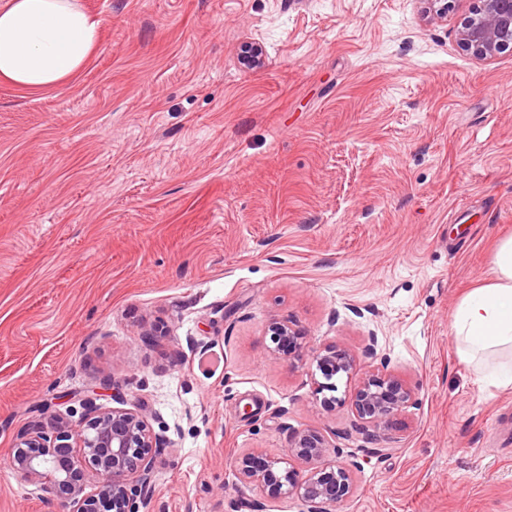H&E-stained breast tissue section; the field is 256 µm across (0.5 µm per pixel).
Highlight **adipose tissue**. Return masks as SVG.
Returning a JSON list of instances; mask_svg holds the SVG:
<instances>
[{"label":"adipose tissue","instance_id":"obj_1","mask_svg":"<svg viewBox=\"0 0 512 512\" xmlns=\"http://www.w3.org/2000/svg\"><path fill=\"white\" fill-rule=\"evenodd\" d=\"M100 33V19L77 0H0V81L57 88L86 66ZM450 327L477 381L512 388V237L499 242L488 282L460 300Z\"/></svg>","mask_w":512,"mask_h":512}]
</instances>
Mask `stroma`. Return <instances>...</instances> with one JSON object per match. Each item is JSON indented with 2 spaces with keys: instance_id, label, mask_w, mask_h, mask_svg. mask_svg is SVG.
<instances>
[{
  "instance_id": "1",
  "label": "stroma",
  "mask_w": 512,
  "mask_h": 512,
  "mask_svg": "<svg viewBox=\"0 0 512 512\" xmlns=\"http://www.w3.org/2000/svg\"><path fill=\"white\" fill-rule=\"evenodd\" d=\"M79 3L88 65L0 82V512H57L5 461L32 418L111 406L105 377L167 445L154 512H307L235 472L297 428L359 463L335 512H512V389L450 330L512 236V50L459 47L470 0ZM274 317L308 344L275 353ZM371 341L416 403L370 440L361 372L316 392L314 353Z\"/></svg>"
}]
</instances>
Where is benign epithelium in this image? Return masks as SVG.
Segmentation results:
<instances>
[{
    "instance_id": "obj_1",
    "label": "benign epithelium",
    "mask_w": 512,
    "mask_h": 512,
    "mask_svg": "<svg viewBox=\"0 0 512 512\" xmlns=\"http://www.w3.org/2000/svg\"><path fill=\"white\" fill-rule=\"evenodd\" d=\"M427 17L448 14L449 0H419ZM457 43L474 58L490 60L512 49V0H472L469 15L456 29ZM267 333L277 351L297 348L304 335L290 322L274 319ZM314 359L335 390L334 376L356 370L355 358L334 345L316 352ZM118 406L103 409L86 398L78 419L59 418L47 425L30 421L14 439L12 469L34 485L45 498L57 502L60 512H149L154 497L153 470L164 451L142 409L125 408L127 399L116 394ZM415 404L414 391L398 376L380 370L364 373L355 394L354 409L367 438L387 428L394 418ZM342 449L320 432H292L282 458L250 453L237 461L240 483L258 485L273 495L295 493L308 512H327L352 494L353 469L358 462H338ZM309 467L306 475L294 463Z\"/></svg>"
}]
</instances>
